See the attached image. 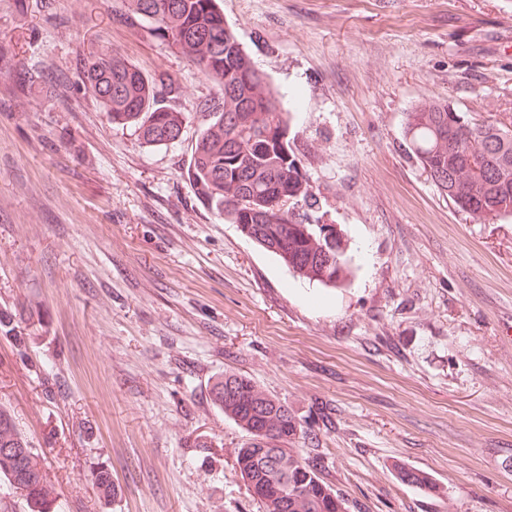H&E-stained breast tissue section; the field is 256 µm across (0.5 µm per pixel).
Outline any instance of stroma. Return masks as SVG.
Masks as SVG:
<instances>
[{"label":"stroma","instance_id":"stroma-1","mask_svg":"<svg viewBox=\"0 0 512 512\" xmlns=\"http://www.w3.org/2000/svg\"><path fill=\"white\" fill-rule=\"evenodd\" d=\"M112 3L0 0V406L44 451L60 512H263L234 464L246 434L210 395L227 370L310 428L288 445L349 512H512V221L473 222L402 138L433 98L512 124V0H221L293 115L349 260L337 288L196 198L194 115L224 94ZM105 50L175 80V144L86 92ZM34 63L44 87L23 82Z\"/></svg>","mask_w":512,"mask_h":512}]
</instances>
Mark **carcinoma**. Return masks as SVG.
<instances>
[{
	"mask_svg": "<svg viewBox=\"0 0 512 512\" xmlns=\"http://www.w3.org/2000/svg\"><path fill=\"white\" fill-rule=\"evenodd\" d=\"M124 2L131 16L224 90V107L200 113L186 168L198 200L293 272L326 286L342 284L348 260L336 233L309 221L320 199L290 146L289 113L224 23L219 0ZM85 78L112 124L136 126L149 144L168 146L180 138L186 117L157 97L159 88L175 91L169 76L149 75L107 51L87 60ZM403 137L441 192L472 221H512V127L478 122L449 101L431 100L407 114ZM211 394L224 417L249 436L234 451L235 467L264 512H349L344 495L322 477L321 462L288 447L298 424L286 402L233 371L217 378ZM92 481L110 503V474L100 470ZM0 494L21 498L31 512H57L43 456L1 406Z\"/></svg>",
	"mask_w": 512,
	"mask_h": 512,
	"instance_id": "carcinoma-1",
	"label": "carcinoma"
}]
</instances>
